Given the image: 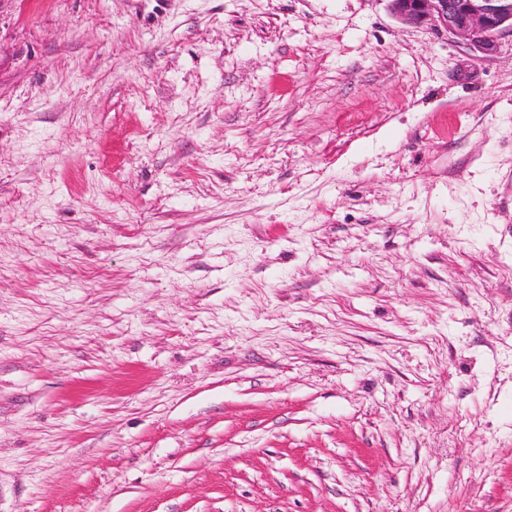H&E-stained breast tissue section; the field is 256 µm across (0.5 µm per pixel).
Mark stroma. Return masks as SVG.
I'll return each mask as SVG.
<instances>
[{"instance_id":"35a3bbf8","label":"stroma","mask_w":512,"mask_h":512,"mask_svg":"<svg viewBox=\"0 0 512 512\" xmlns=\"http://www.w3.org/2000/svg\"><path fill=\"white\" fill-rule=\"evenodd\" d=\"M0 512H512V39L0 0Z\"/></svg>"}]
</instances>
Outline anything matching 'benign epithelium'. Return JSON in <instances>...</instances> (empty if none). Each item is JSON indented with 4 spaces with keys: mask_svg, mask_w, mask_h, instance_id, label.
Segmentation results:
<instances>
[{
    "mask_svg": "<svg viewBox=\"0 0 512 512\" xmlns=\"http://www.w3.org/2000/svg\"><path fill=\"white\" fill-rule=\"evenodd\" d=\"M400 21L442 30L485 56L512 37V0H387Z\"/></svg>",
    "mask_w": 512,
    "mask_h": 512,
    "instance_id": "7a95c632",
    "label": "benign epithelium"
}]
</instances>
